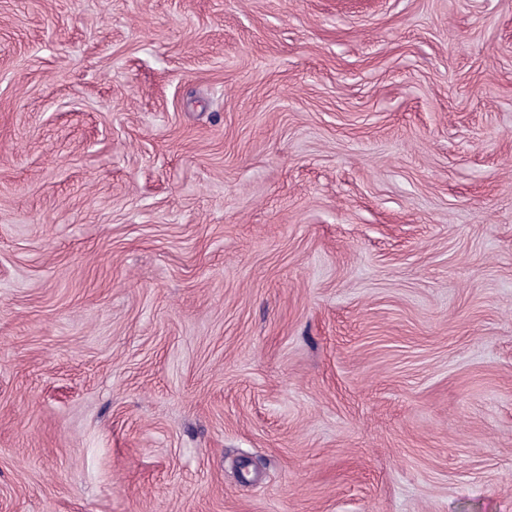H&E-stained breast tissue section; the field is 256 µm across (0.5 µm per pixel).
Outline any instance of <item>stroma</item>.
Instances as JSON below:
<instances>
[{"label": "stroma", "instance_id": "obj_1", "mask_svg": "<svg viewBox=\"0 0 512 512\" xmlns=\"http://www.w3.org/2000/svg\"><path fill=\"white\" fill-rule=\"evenodd\" d=\"M0 512H512V0H0Z\"/></svg>", "mask_w": 512, "mask_h": 512}]
</instances>
